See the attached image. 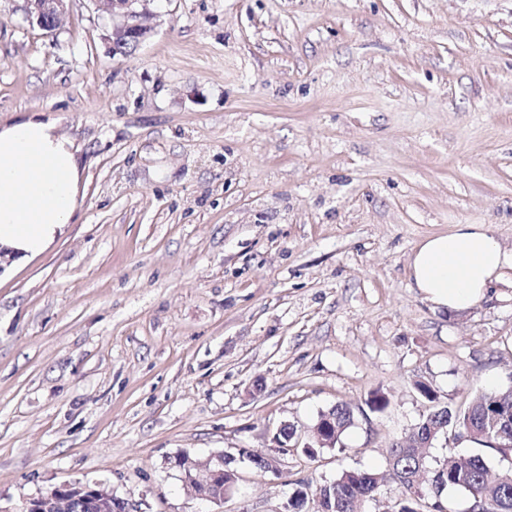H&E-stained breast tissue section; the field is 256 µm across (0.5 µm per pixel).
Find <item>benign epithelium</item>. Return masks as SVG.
<instances>
[{"instance_id":"7a95c632","label":"benign epithelium","mask_w":512,"mask_h":512,"mask_svg":"<svg viewBox=\"0 0 512 512\" xmlns=\"http://www.w3.org/2000/svg\"><path fill=\"white\" fill-rule=\"evenodd\" d=\"M31 22L46 31L55 30L60 24L68 0H25ZM99 11L112 17L120 16L123 22L112 26L110 39L112 53L122 54L127 49L144 42L150 29L140 20L134 5L140 0H93ZM224 455H214L199 466L194 482L201 485L195 492L199 498L218 502L224 499L228 484L224 483ZM94 507V512H131L129 503L116 499L112 491L101 484L65 483L25 502L24 512H71L83 505Z\"/></svg>"}]
</instances>
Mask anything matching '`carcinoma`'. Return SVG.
Listing matches in <instances>:
<instances>
[{"instance_id": "carcinoma-1", "label": "carcinoma", "mask_w": 512, "mask_h": 512, "mask_svg": "<svg viewBox=\"0 0 512 512\" xmlns=\"http://www.w3.org/2000/svg\"><path fill=\"white\" fill-rule=\"evenodd\" d=\"M416 388L431 406L410 432L393 440L387 474L345 470L313 491L308 486L298 490L288 506L302 508L311 494L320 498L323 512H362V504L390 482L397 492L393 512H445L440 495L446 488L464 492L470 505L481 506L485 512H512V468L501 471L494 481H487L490 466L481 454L446 458L435 470L427 489H414L411 479L416 456L425 453L422 445L436 442L444 433L454 440L469 436L501 456L511 457L512 381L477 395L465 407L441 403L436 392L423 381L417 382ZM325 414L336 418L338 440L354 423L353 409L346 403L332 406Z\"/></svg>"}]
</instances>
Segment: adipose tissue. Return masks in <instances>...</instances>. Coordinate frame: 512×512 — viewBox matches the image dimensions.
Instances as JSON below:
<instances>
[{
  "mask_svg": "<svg viewBox=\"0 0 512 512\" xmlns=\"http://www.w3.org/2000/svg\"><path fill=\"white\" fill-rule=\"evenodd\" d=\"M81 181L77 149L56 121L31 116L0 125V249L21 261L43 253L71 223ZM509 267L512 252L485 225L458 224L418 244L410 277L435 306L463 311Z\"/></svg>",
  "mask_w": 512,
  "mask_h": 512,
  "instance_id": "ef3b65f1",
  "label": "adipose tissue"
}]
</instances>
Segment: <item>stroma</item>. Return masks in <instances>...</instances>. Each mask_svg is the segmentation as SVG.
<instances>
[{
	"mask_svg": "<svg viewBox=\"0 0 512 512\" xmlns=\"http://www.w3.org/2000/svg\"><path fill=\"white\" fill-rule=\"evenodd\" d=\"M137 9L150 35L116 54L94 0L51 32L0 0V122L55 119L84 193L46 252L0 259V512L74 482L134 512H285L387 469L416 380L463 405L512 377V269L450 311L409 268L455 224L512 251V0ZM341 402L353 426L309 459ZM213 454L220 505L178 465Z\"/></svg>",
	"mask_w": 512,
	"mask_h": 512,
	"instance_id": "obj_1",
	"label": "stroma"
}]
</instances>
